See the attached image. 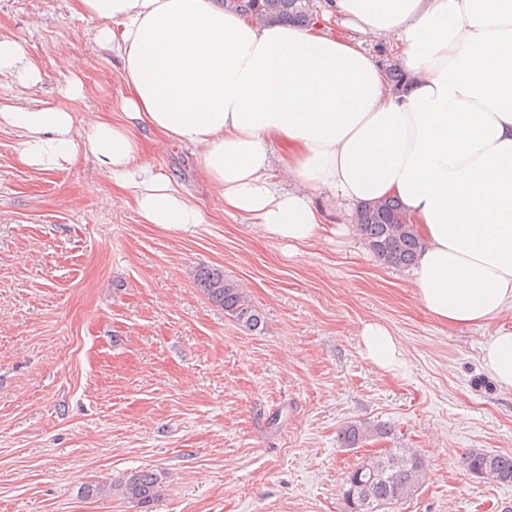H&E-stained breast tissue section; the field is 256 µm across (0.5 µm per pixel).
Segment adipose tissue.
<instances>
[{"mask_svg":"<svg viewBox=\"0 0 512 512\" xmlns=\"http://www.w3.org/2000/svg\"><path fill=\"white\" fill-rule=\"evenodd\" d=\"M103 23L95 39L122 61L119 119L0 106L19 161L62 171L95 158L146 223L191 232L206 223L192 195L140 161L145 126L190 144L221 191L225 214L253 218L289 254L325 227L312 194L336 205L397 199L423 242L411 284L451 326L512 307V0H334L338 15L385 43L406 83L391 89L352 35L322 24L260 23L222 0H76ZM25 87L41 69L24 44L0 39V76ZM360 338L392 371L405 351L381 323ZM484 365L512 389V331L485 346Z\"/></svg>","mask_w":512,"mask_h":512,"instance_id":"adipose-tissue-1","label":"adipose tissue"}]
</instances>
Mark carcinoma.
<instances>
[{
  "mask_svg": "<svg viewBox=\"0 0 512 512\" xmlns=\"http://www.w3.org/2000/svg\"><path fill=\"white\" fill-rule=\"evenodd\" d=\"M257 19L275 21L296 27L309 25L311 0H224ZM359 232L376 257L384 264L408 268L415 264L421 241L407 223L395 199L365 205L358 212ZM194 282L203 294L224 310V314L248 330L261 324V314L250 295L236 281L224 277V271L213 267L195 270ZM391 428L383 424L349 423L341 431L346 448H359L364 443L386 436ZM472 474L497 483H512V455L472 449L462 458ZM425 464L420 455L409 448H389L370 456L350 469L341 486L345 512H378L387 502L391 505L414 493L420 486ZM125 497L145 505L158 495L160 479L152 469L136 470L118 484L112 485Z\"/></svg>",
  "mask_w": 512,
  "mask_h": 512,
  "instance_id": "obj_1",
  "label": "carcinoma"
}]
</instances>
